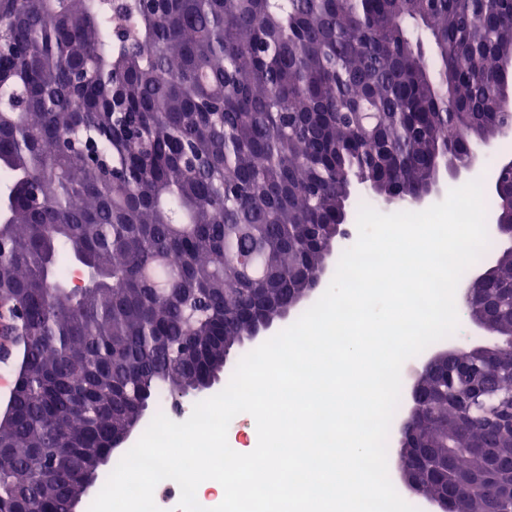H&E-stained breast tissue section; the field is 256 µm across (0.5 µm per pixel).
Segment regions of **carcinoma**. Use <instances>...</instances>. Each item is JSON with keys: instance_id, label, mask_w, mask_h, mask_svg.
<instances>
[{"instance_id": "1", "label": "carcinoma", "mask_w": 512, "mask_h": 512, "mask_svg": "<svg viewBox=\"0 0 512 512\" xmlns=\"http://www.w3.org/2000/svg\"><path fill=\"white\" fill-rule=\"evenodd\" d=\"M511 82L512 0H0V305L20 337L0 504L70 512L87 488L52 451L105 485L112 432L225 361L240 311L308 292L351 179L418 188L512 122ZM63 249L92 272L78 294L52 286ZM470 359L429 377L402 440L449 445L462 473L481 443L512 460L455 380ZM511 479L457 512H512Z\"/></svg>"}]
</instances>
